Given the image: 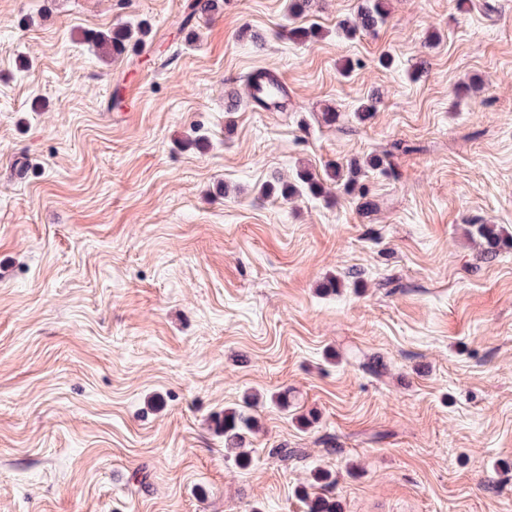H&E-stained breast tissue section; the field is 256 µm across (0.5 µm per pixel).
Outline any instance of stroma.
<instances>
[{"label":"stroma","instance_id":"35a3bbf8","mask_svg":"<svg viewBox=\"0 0 512 512\" xmlns=\"http://www.w3.org/2000/svg\"><path fill=\"white\" fill-rule=\"evenodd\" d=\"M189 2L0 0V512H308L316 469L342 512H512V244L466 234L512 232V0L352 35L360 0H221L184 36ZM141 21L132 64L83 40ZM257 67L287 111H225ZM383 154L369 209L260 193ZM254 391L239 462L212 420ZM470 235L483 247L484 254L496 256L497 248L505 234L503 227L498 224H472Z\"/></svg>","mask_w":512,"mask_h":512}]
</instances>
